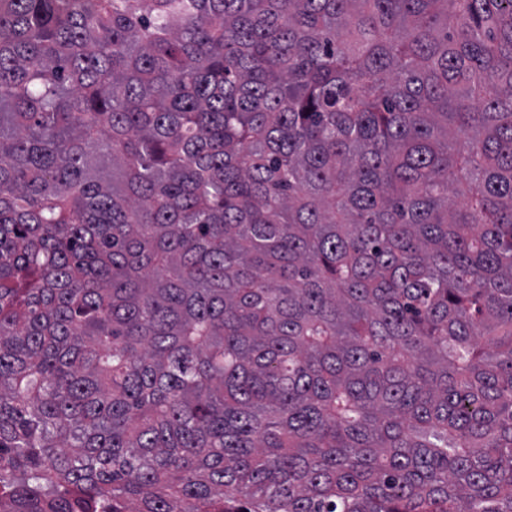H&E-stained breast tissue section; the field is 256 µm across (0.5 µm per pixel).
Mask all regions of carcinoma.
<instances>
[{"label": "carcinoma", "instance_id": "obj_1", "mask_svg": "<svg viewBox=\"0 0 512 512\" xmlns=\"http://www.w3.org/2000/svg\"><path fill=\"white\" fill-rule=\"evenodd\" d=\"M0 512H512V0H0Z\"/></svg>", "mask_w": 512, "mask_h": 512}]
</instances>
